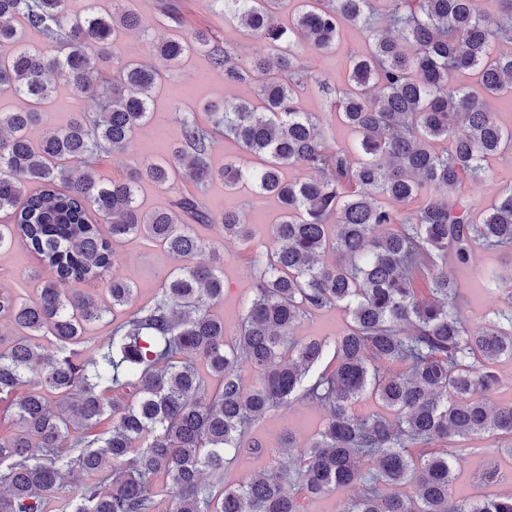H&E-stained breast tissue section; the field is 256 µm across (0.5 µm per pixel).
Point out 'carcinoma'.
Masks as SVG:
<instances>
[{
	"instance_id": "cac0c4a2",
	"label": "carcinoma",
	"mask_w": 512,
	"mask_h": 512,
	"mask_svg": "<svg viewBox=\"0 0 512 512\" xmlns=\"http://www.w3.org/2000/svg\"><path fill=\"white\" fill-rule=\"evenodd\" d=\"M288 1L295 9L285 27L277 12ZM86 2L74 15L69 0H0V46L9 48L0 88L23 102L0 113L8 131L0 210L14 211V223L0 225V249L20 243L51 270L32 298L0 292V316L17 329L0 336V399L13 410L12 431L0 437V512H44L52 498L58 512H158L160 496L171 502L167 512H303L301 497L358 483L340 512H512V493L453 497L457 465L478 452L464 441L486 432L512 441V401L490 406L496 365L512 359V308L473 329L448 277V264L468 267L479 249L512 253V187L487 204L462 192L467 181H487L490 160L512 150V128L454 83L469 73L488 94H512V52H493L512 44V0H498L493 21L480 0H212L269 53L244 59L241 45L192 29L160 42L157 55L175 64L203 50L224 84L255 85L261 105L210 103L208 125L183 114L165 159H144L108 182L96 165L124 154L147 122L160 70L121 60L101 77L97 59L115 55L122 34L139 26L136 0H111L106 15L98 0ZM345 26L367 49L340 89L299 48L328 52ZM27 28L41 44L25 40ZM50 73L87 100L36 144L29 131L52 102ZM306 88L328 111L301 108ZM334 119L357 133L355 145L331 144ZM219 128L258 166L213 167ZM289 165L311 177L285 180ZM216 178L230 190L249 183L281 207L270 249L252 261V296L230 342L212 312L224 300V272L194 263L204 244L192 226L218 224L241 240L251 230L240 213L180 188ZM143 180L173 192L168 208H140ZM385 199L419 205L398 212ZM139 235L180 265L88 353V325L130 304L136 288L114 277L106 303L82 284L116 264L114 244ZM337 306L350 322L333 338L291 336ZM330 352L334 368L308 377ZM244 360L255 376L248 388ZM389 364L401 371L385 374ZM33 379L43 390L27 388ZM368 391L381 410L355 413ZM295 399L328 414L311 441L288 437L275 451L250 438L260 419ZM266 454L278 457L274 467L224 484L229 460ZM77 473L87 481L70 494ZM396 486L412 494L387 491Z\"/></svg>"
}]
</instances>
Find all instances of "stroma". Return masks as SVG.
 <instances>
[{"mask_svg": "<svg viewBox=\"0 0 512 512\" xmlns=\"http://www.w3.org/2000/svg\"><path fill=\"white\" fill-rule=\"evenodd\" d=\"M180 6L183 22L189 28H213L221 31L226 42H246L251 55L264 53L262 41L243 40L237 22L225 20L222 14L212 10L209 0H176ZM136 9L141 20L139 30L125 33L119 45L122 58L153 62L151 39L172 36L173 29L167 25L160 12L159 0H137ZM366 49L362 34L347 29L342 33L336 47L325 54L314 57L315 68L328 75L335 85L344 86L349 78V56ZM54 90V105L45 112L41 122L34 126L29 136L40 140L46 133L65 126L73 105V91L59 77H51ZM256 89L252 86H225L223 77L211 68L204 52L195 51L185 56L177 65L172 77L163 79L160 89L154 94L152 116L148 124L138 130L126 153L104 158L98 168L102 178H119L128 168L146 159H162L179 133L177 115L181 112L195 113L199 121H206L203 107L220 100L252 99ZM203 198L207 205L224 206L240 210L246 223L251 224L253 238L245 242L225 237L221 227L199 224L195 231L206 242L219 246L224 256V301L216 308L226 323L236 324L245 311L246 302L252 293V284L245 275L246 263L256 252L262 251L269 241L273 224L280 212L276 199L257 197L251 189H241L228 194L222 181L210 183ZM118 260L112 269L113 275L130 279L137 288L135 306L152 301L160 285L175 268L176 262L152 241L137 237L115 244ZM512 276V254L497 251H477L469 268H449V277L460 286L459 308L470 326H478L491 317L493 311L506 308L507 295L500 290L486 289L484 283L492 274ZM49 272L37 257L27 253L21 246L0 250V289L34 296L37 281L48 277ZM326 415L317 405L296 401L288 407L267 414L252 429L251 436L268 447H279L284 437H294L297 443L308 442L323 427ZM481 452L467 459L455 486L459 499H474L503 491H512V451L506 441L486 435L476 442ZM503 463V479L500 483L486 486L475 480L474 475L487 464Z\"/></svg>", "mask_w": 512, "mask_h": 512, "instance_id": "35a3bbf8", "label": "stroma"}]
</instances>
